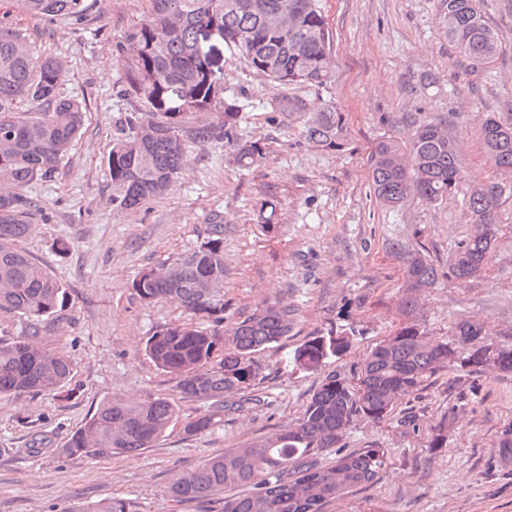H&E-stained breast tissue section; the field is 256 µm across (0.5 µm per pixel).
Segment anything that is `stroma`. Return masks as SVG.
I'll return each instance as SVG.
<instances>
[{
  "instance_id": "35a3bbf8",
  "label": "stroma",
  "mask_w": 512,
  "mask_h": 512,
  "mask_svg": "<svg viewBox=\"0 0 512 512\" xmlns=\"http://www.w3.org/2000/svg\"><path fill=\"white\" fill-rule=\"evenodd\" d=\"M89 2L78 24L11 17L38 55L62 62L61 92L82 102L86 119L57 168L25 188L38 209L18 246L67 290L51 340L70 358L73 373L60 393L0 398V512H69L112 497L135 501L140 512H219L217 501L184 504L171 497L173 474L294 424L327 372L353 376L358 361L403 323L399 288L408 251L426 254L439 270L422 296L420 322L428 338L450 337L457 322L477 320L490 342L512 348V198L499 210L497 242L484 272L462 283L449 276L448 260L471 230L463 192L436 205L414 198L386 209L375 199L366 168L378 139L407 137L409 120L452 112L465 171L496 179L479 129L490 113L512 121V0H481L502 50L479 72L470 71L449 42L440 0H321L335 61L333 78L322 87L279 85L248 67L237 51L224 50L221 83L225 98L240 107L238 133L265 139L266 158L242 168L223 142H187L173 190L127 211L112 205L107 156L127 116L144 109L125 95L118 60L149 0ZM287 93L345 112L348 149L325 152L309 143L300 113L273 108ZM266 192L276 204L268 230L259 216ZM218 217L227 322L278 299L292 308L293 324L276 347L255 355L264 405L188 437L183 422L203 405L182 399L177 376L158 369L144 352L157 327L187 315L173 301L143 303L131 282L143 268L194 249ZM350 329L355 336L341 358L315 370L292 363L308 337ZM453 378L451 371H436L384 421L354 419L345 452L375 444L387 449V466L372 484L350 489L324 512H512V462H503L495 446L512 426V374L471 375L463 392ZM115 392L167 399L177 404L179 420L134 456L65 455L70 435ZM452 410L460 416L457 428L449 430L445 447L431 448L433 426ZM404 413L414 415V426H401Z\"/></svg>"
}]
</instances>
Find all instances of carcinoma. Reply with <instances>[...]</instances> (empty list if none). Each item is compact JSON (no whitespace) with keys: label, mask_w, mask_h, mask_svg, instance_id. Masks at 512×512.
<instances>
[{"label":"carcinoma","mask_w":512,"mask_h":512,"mask_svg":"<svg viewBox=\"0 0 512 512\" xmlns=\"http://www.w3.org/2000/svg\"><path fill=\"white\" fill-rule=\"evenodd\" d=\"M145 19L130 29L122 48L126 91L149 113L132 115L107 156L112 203L130 210L161 198L174 187L185 163V140L224 142L244 168L266 156L265 143L238 135L239 106L215 92L221 67L209 30L224 47L238 52L256 72L282 85L322 86L332 77L333 34L320 0H149ZM0 311L26 321L21 335L0 338V397L50 394L64 387L72 372L69 358L49 347L57 313L65 304L63 283L43 264L17 247L28 234L32 199L24 187L47 176L67 154L84 124V107L60 95L66 77L51 56H36L29 37L9 22L12 11L80 23L88 0H3L0 3ZM448 40L472 68L489 66L502 50L486 22L480 0H441ZM277 112H303L305 136L316 148L341 152L350 143L345 113L326 104L309 107L301 96H281ZM197 116L188 124L187 116ZM452 120H414L406 140L383 137L366 164L375 198L389 208L412 198L441 202L466 180ZM487 160L512 174V124L487 115L481 125ZM512 186L498 181L469 182L466 208L471 233L448 264V274L466 283L480 276L494 248L497 214ZM224 225L213 224L196 248L168 264L146 268L132 281L140 300L177 302L190 321L167 324L145 342L144 350L161 370L177 375L182 398L208 404L188 419L189 437L211 431L220 416L261 402L260 369L254 355L288 335L292 310L275 301L224 326ZM439 269L425 254H406L399 311L404 325L358 363L356 385L328 373L298 420L262 440L216 453L197 467L176 473L171 495L180 502L219 499L221 512H323L324 505L358 485H367L386 467L383 448H365L320 458L341 447L357 416L386 419L398 402L417 392L435 371L450 369L463 385L472 374L493 369L512 373V349L486 340L484 324L458 323L451 339L431 341L418 323L421 293L438 279ZM211 323L201 330L191 320ZM350 347L347 335L310 337L296 348L293 363L316 369ZM179 409L155 397L114 393L86 417L62 448L69 456L105 458L133 455L166 433ZM457 414L434 427L431 447L441 448ZM248 492L227 496L236 487ZM84 512H139L135 502L114 497Z\"/></svg>","instance_id":"cac0c4a2"}]
</instances>
